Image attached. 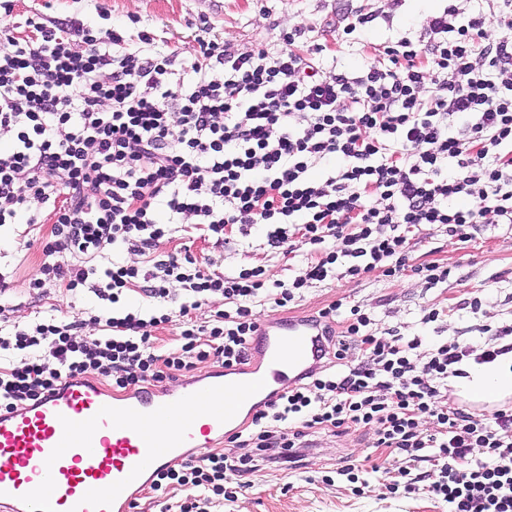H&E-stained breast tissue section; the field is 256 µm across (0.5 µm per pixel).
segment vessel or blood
<instances>
[{
	"label": "vessel or blood",
	"instance_id": "obj_1",
	"mask_svg": "<svg viewBox=\"0 0 512 512\" xmlns=\"http://www.w3.org/2000/svg\"><path fill=\"white\" fill-rule=\"evenodd\" d=\"M320 334L311 320L260 329L258 363L242 377L216 370L198 384L123 396L86 377L0 414V512H130L157 472L238 432L246 407L308 371Z\"/></svg>",
	"mask_w": 512,
	"mask_h": 512
}]
</instances>
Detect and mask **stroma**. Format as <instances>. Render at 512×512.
<instances>
[{
	"label": "stroma",
	"instance_id": "stroma-1",
	"mask_svg": "<svg viewBox=\"0 0 512 512\" xmlns=\"http://www.w3.org/2000/svg\"><path fill=\"white\" fill-rule=\"evenodd\" d=\"M449 0H0V24L21 25L32 14L58 19L77 18L98 27L124 26L128 34L150 32L169 46H191L200 18H207L219 41L232 50L255 45L280 49L281 32L295 26L308 27V40L324 44L325 65L362 66L375 62L378 45L407 37L427 42L426 23L442 14ZM357 14L371 16L367 26L352 34L338 35L339 26ZM51 224H6L0 226V274L10 287L0 295L7 316L0 329L12 324H30L42 318L86 319L102 309L121 314L140 309L144 316L159 308L139 292H127L119 303L106 305L88 292H72L48 282L34 287L45 259L43 245ZM423 241L413 253L412 269L392 281L371 272L356 279L315 284L285 309L259 308L265 322L318 318L321 309L334 301L370 311L378 329L394 328L406 336L433 340L468 334L478 339V326H497L512 320V228L485 224L469 241L448 237L442 229L423 231ZM200 259L221 255L217 269L231 273L264 266L272 279L286 281L307 266L306 250L289 255L268 251L260 235L235 237L223 248L199 234L177 232L162 240L159 253L176 254L183 249ZM447 266V282L432 286L416 266L430 262ZM478 296V314L459 309L460 300ZM443 308L446 316L424 325L423 309ZM391 460L389 449L375 448L368 434L352 430L335 437L319 431L309 436V446L298 464L266 468L249 475L245 489L227 485L225 496L213 499L207 512H448V503L419 490L390 492L384 473ZM348 464L359 466L362 486H354L336 473Z\"/></svg>",
	"mask_w": 512,
	"mask_h": 512
}]
</instances>
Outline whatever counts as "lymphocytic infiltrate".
I'll use <instances>...</instances> for the list:
<instances>
[{"instance_id": "1", "label": "lymphocytic infiltrate", "mask_w": 512, "mask_h": 512, "mask_svg": "<svg viewBox=\"0 0 512 512\" xmlns=\"http://www.w3.org/2000/svg\"><path fill=\"white\" fill-rule=\"evenodd\" d=\"M501 2L498 34L485 13L462 17L449 6L428 21L427 45L381 46L380 61L358 72L324 69L322 44L302 26L282 34L278 52H235L203 23L189 50L153 55L129 52L122 30L78 20L35 14L1 27L0 225L37 223V202L53 224L45 280L113 304L137 287L168 301L176 282L186 300L147 318L130 310L14 327L0 336V354L14 357L0 371V413L76 377L126 391L210 360L238 370L260 329L257 302L283 308L340 275L401 278L426 226L465 242L479 225L512 224V0ZM73 36L85 51L72 50ZM189 218L218 246L228 228L246 236L259 226L270 249L307 246L315 257L283 282L260 266L223 275L214 257L154 254ZM124 246L148 253L146 265L111 259ZM62 251L77 263H51ZM87 255L103 265L82 264ZM212 297L226 307L204 332L190 312ZM340 308L319 314L321 353L339 372L309 370L230 436L234 456L166 469L153 490H190L177 512H205L204 495H223L228 479L297 462L309 430L363 428L374 447L392 449L406 488L416 463L435 460L440 477L427 490L450 512H512V407L448 404V379L462 364L512 353V323L480 326L478 346L428 345L376 330L357 306L334 332ZM173 322L176 348L156 354L154 330ZM87 327L98 337L85 340Z\"/></svg>"}]
</instances>
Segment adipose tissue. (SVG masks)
<instances>
[{
    "instance_id": "1",
    "label": "adipose tissue",
    "mask_w": 512,
    "mask_h": 512,
    "mask_svg": "<svg viewBox=\"0 0 512 512\" xmlns=\"http://www.w3.org/2000/svg\"><path fill=\"white\" fill-rule=\"evenodd\" d=\"M448 386L453 394L473 401L500 400L512 395V355L499 357L487 365H471L465 376L452 377Z\"/></svg>"
}]
</instances>
